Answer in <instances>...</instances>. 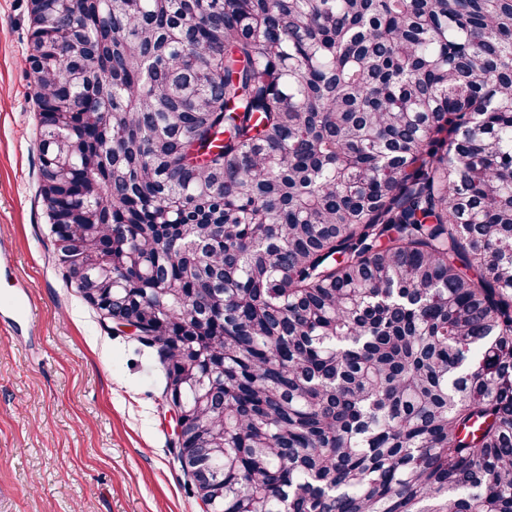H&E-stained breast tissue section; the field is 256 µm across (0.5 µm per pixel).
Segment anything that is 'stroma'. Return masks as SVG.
<instances>
[{"label": "stroma", "mask_w": 512, "mask_h": 512, "mask_svg": "<svg viewBox=\"0 0 512 512\" xmlns=\"http://www.w3.org/2000/svg\"><path fill=\"white\" fill-rule=\"evenodd\" d=\"M29 0H0V239L34 305L0 328V512H204L170 447L155 350L112 334L68 283L36 196Z\"/></svg>", "instance_id": "obj_1"}]
</instances>
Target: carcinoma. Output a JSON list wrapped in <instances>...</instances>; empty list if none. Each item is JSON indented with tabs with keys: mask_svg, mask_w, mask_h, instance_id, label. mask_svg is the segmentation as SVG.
<instances>
[{
	"mask_svg": "<svg viewBox=\"0 0 512 512\" xmlns=\"http://www.w3.org/2000/svg\"><path fill=\"white\" fill-rule=\"evenodd\" d=\"M50 4L56 259L212 512H512V0Z\"/></svg>",
	"mask_w": 512,
	"mask_h": 512,
	"instance_id": "carcinoma-1",
	"label": "carcinoma"
}]
</instances>
